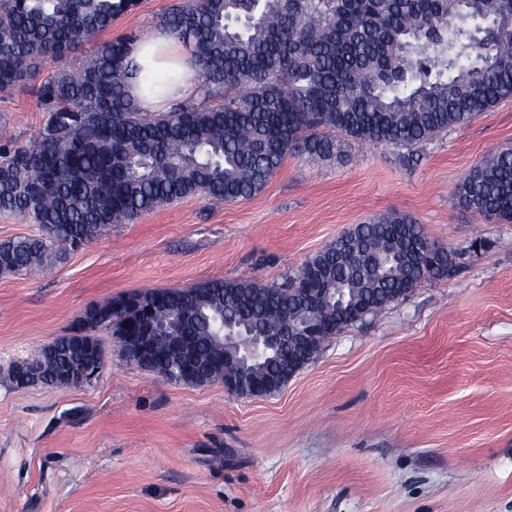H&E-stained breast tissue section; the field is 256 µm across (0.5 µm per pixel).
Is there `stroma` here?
<instances>
[{
    "instance_id": "1",
    "label": "stroma",
    "mask_w": 512,
    "mask_h": 512,
    "mask_svg": "<svg viewBox=\"0 0 512 512\" xmlns=\"http://www.w3.org/2000/svg\"><path fill=\"white\" fill-rule=\"evenodd\" d=\"M180 0H136L109 37ZM93 42L0 93V146L34 142L36 88ZM512 146V97L413 150L343 141L289 155L251 199L197 195L115 224L34 275L0 274V512H512V224L457 185ZM410 216L455 269L326 339L278 392L167 380L123 359L81 387H10L12 365L88 306L213 280L282 282L370 218Z\"/></svg>"
}]
</instances>
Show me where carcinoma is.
Wrapping results in <instances>:
<instances>
[{"label":"carcinoma","instance_id":"carcinoma-1","mask_svg":"<svg viewBox=\"0 0 512 512\" xmlns=\"http://www.w3.org/2000/svg\"><path fill=\"white\" fill-rule=\"evenodd\" d=\"M134 0H0V92L30 79L47 57H62L112 22ZM160 23L200 63L203 93L167 112H141L127 93L133 35L104 40L74 74L37 87L50 113L37 141L0 150V210L40 234L0 244L10 274L43 271L114 224L203 193L215 203L259 194L290 154L330 158L351 141L409 149L470 122L512 96V0H186ZM460 203L512 222V148L487 156L458 187ZM404 214L358 224L305 262L281 286L209 280L125 314L192 341L198 362L219 373L224 348L217 320L253 336L288 322L350 323L389 305L385 290L409 291L454 262ZM349 288L343 314L305 289ZM92 333L119 325L112 304L90 305ZM95 365L66 342L12 368L21 388L32 368L45 385Z\"/></svg>","mask_w":512,"mask_h":512}]
</instances>
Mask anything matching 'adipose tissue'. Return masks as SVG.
<instances>
[{
	"instance_id": "obj_1",
	"label": "adipose tissue",
	"mask_w": 512,
	"mask_h": 512,
	"mask_svg": "<svg viewBox=\"0 0 512 512\" xmlns=\"http://www.w3.org/2000/svg\"><path fill=\"white\" fill-rule=\"evenodd\" d=\"M128 58L136 68L128 92L141 111L162 112L200 96V66L170 30L159 26L131 42Z\"/></svg>"
}]
</instances>
